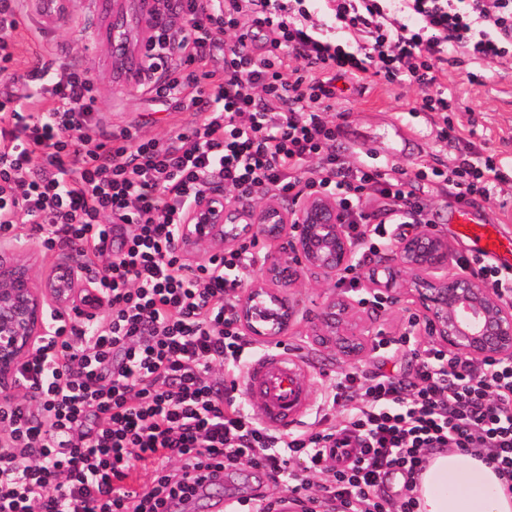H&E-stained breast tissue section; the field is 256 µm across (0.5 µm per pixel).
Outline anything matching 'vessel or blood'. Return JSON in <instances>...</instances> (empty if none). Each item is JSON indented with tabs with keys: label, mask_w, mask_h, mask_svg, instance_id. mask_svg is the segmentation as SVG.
Segmentation results:
<instances>
[{
	"label": "vessel or blood",
	"mask_w": 512,
	"mask_h": 512,
	"mask_svg": "<svg viewBox=\"0 0 512 512\" xmlns=\"http://www.w3.org/2000/svg\"><path fill=\"white\" fill-rule=\"evenodd\" d=\"M453 220L457 234L474 242L479 254L502 270H512V236L499 225L476 218L473 207H458ZM246 388L256 398V412L269 428L290 429L309 400V387L300 361L287 351H267L246 367Z\"/></svg>",
	"instance_id": "obj_1"
}]
</instances>
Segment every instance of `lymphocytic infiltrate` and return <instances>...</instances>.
<instances>
[{
	"mask_svg": "<svg viewBox=\"0 0 512 512\" xmlns=\"http://www.w3.org/2000/svg\"><path fill=\"white\" fill-rule=\"evenodd\" d=\"M172 2L141 88L196 118L144 140L96 132L89 71L19 68L24 18L0 0V76L12 84L0 91V236L70 247L88 282L84 320L52 311L17 370L23 397L0 406V512H172L243 465L280 481L300 512H419L416 479L440 448L486 458L512 495V365H464L418 341L412 317L400 337L411 381L349 369L307 428L277 432L238 393L258 342L236 308L265 247L252 236L197 264L176 247L214 178L292 202L340 189L365 258L397 229L435 224L398 166L337 153L338 83L417 86V111L458 147L443 66L452 52L478 65L511 57L512 0ZM431 172L436 191L469 205L503 179L492 159L479 167L464 153ZM456 265L512 306L511 273L481 255ZM392 473L405 479L394 495Z\"/></svg>",
	"mask_w": 512,
	"mask_h": 512,
	"instance_id": "lymphocytic-infiltrate-1",
	"label": "lymphocytic infiltrate"
}]
</instances>
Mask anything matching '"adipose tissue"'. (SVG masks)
<instances>
[{"label": "adipose tissue", "instance_id": "1", "mask_svg": "<svg viewBox=\"0 0 512 512\" xmlns=\"http://www.w3.org/2000/svg\"><path fill=\"white\" fill-rule=\"evenodd\" d=\"M420 512H512V496L484 459L454 450L431 454L417 479Z\"/></svg>", "mask_w": 512, "mask_h": 512}]
</instances>
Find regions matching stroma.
Returning <instances> with one entry per match:
<instances>
[{
	"mask_svg": "<svg viewBox=\"0 0 512 512\" xmlns=\"http://www.w3.org/2000/svg\"><path fill=\"white\" fill-rule=\"evenodd\" d=\"M21 7L27 24L16 34L19 62L41 58L57 68L75 64L89 70L98 88L100 115L112 127L149 139L164 137L175 122L192 121L191 112L168 109L148 95L115 87L111 60L101 43L105 24L101 0H58L56 10L47 15L41 14L37 0H22ZM441 83L459 104L450 115L454 125L471 133L481 157H493L504 174L495 195L479 203L478 212L512 235V166L505 164L512 156V57L489 66L456 58L449 61ZM347 97L350 112L341 123L338 152L365 153L374 165L393 163L412 174L439 151L436 126L427 114L414 109L420 98L416 86L351 90ZM307 330V325H300L287 343L307 362L312 394L317 397L350 364L333 346L317 344ZM281 493V486L271 478L245 466L227 473L223 484L212 488L211 498Z\"/></svg>",
	"mask_w": 512,
	"mask_h": 512,
	"instance_id": "1",
	"label": "stroma"
}]
</instances>
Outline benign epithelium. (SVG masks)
I'll return each mask as SVG.
<instances>
[{
    "instance_id": "obj_1",
    "label": "benign epithelium",
    "mask_w": 512,
    "mask_h": 512,
    "mask_svg": "<svg viewBox=\"0 0 512 512\" xmlns=\"http://www.w3.org/2000/svg\"><path fill=\"white\" fill-rule=\"evenodd\" d=\"M105 46L112 58V78L134 88L143 49L166 21L159 10L139 11L141 0H105ZM279 242L244 288L237 318L249 335L277 338L293 333L299 319L294 288L306 274L333 278L355 265L358 245L349 235L336 198L308 197L287 206L269 195L260 206L251 196L224 195L215 180L197 196L183 218L177 247L222 249L235 245L245 232ZM387 280L368 284L367 292L394 305L413 296L424 332L472 364L495 358L512 362V308L503 306L482 281L449 272L453 255L448 243L430 229L398 238L374 256ZM85 283L68 263L47 277L31 272L30 256L10 240H0V402L13 399L16 373L46 333V306L70 312ZM375 308L352 297H330L310 319L311 335L322 336L344 356L360 361L364 342L347 337L348 327Z\"/></svg>"
}]
</instances>
